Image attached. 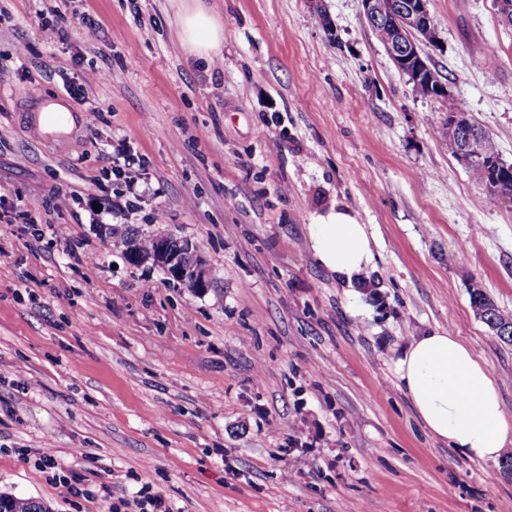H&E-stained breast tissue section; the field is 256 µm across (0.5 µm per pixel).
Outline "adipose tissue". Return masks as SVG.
Here are the masks:
<instances>
[{"instance_id":"obj_1","label":"adipose tissue","mask_w":512,"mask_h":512,"mask_svg":"<svg viewBox=\"0 0 512 512\" xmlns=\"http://www.w3.org/2000/svg\"><path fill=\"white\" fill-rule=\"evenodd\" d=\"M180 27L193 54L219 52L224 31L205 10L183 13ZM311 241L319 261L350 284L359 281L372 260L365 225L345 212L313 225ZM394 373L431 435L472 460L501 456L512 427L493 376L459 337L445 330L414 337L401 349Z\"/></svg>"}]
</instances>
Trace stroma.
<instances>
[{
    "instance_id": "1",
    "label": "stroma",
    "mask_w": 512,
    "mask_h": 512,
    "mask_svg": "<svg viewBox=\"0 0 512 512\" xmlns=\"http://www.w3.org/2000/svg\"><path fill=\"white\" fill-rule=\"evenodd\" d=\"M41 7L0 0V494L52 512H126L146 490L172 512H512V477L431 436L393 366L412 337L451 331L512 424V342L469 301L477 284L512 314V197L442 139L463 107L512 164L495 0H431L435 98L360 0H74L54 42ZM194 7L224 29L210 61L181 40ZM46 101L99 116L72 136L38 123ZM339 211L371 240L353 288L311 247ZM128 228L196 241L208 291L130 264ZM47 443L83 495L34 466Z\"/></svg>"
}]
</instances>
